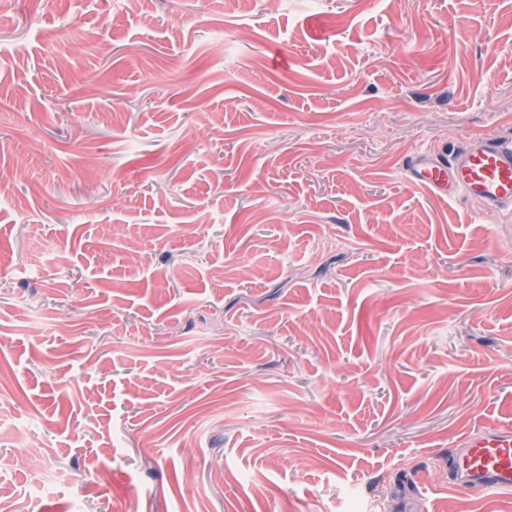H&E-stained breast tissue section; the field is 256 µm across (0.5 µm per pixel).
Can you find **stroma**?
I'll use <instances>...</instances> for the list:
<instances>
[{
    "instance_id": "1",
    "label": "stroma",
    "mask_w": 512,
    "mask_h": 512,
    "mask_svg": "<svg viewBox=\"0 0 512 512\" xmlns=\"http://www.w3.org/2000/svg\"><path fill=\"white\" fill-rule=\"evenodd\" d=\"M484 135L512 0H0V506L512 512V212L404 172ZM465 451L453 458L454 485L467 492L512 493V432L483 430L464 439Z\"/></svg>"
}]
</instances>
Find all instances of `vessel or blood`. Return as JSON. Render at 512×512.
Instances as JSON below:
<instances>
[{
  "label": "vessel or blood",
  "mask_w": 512,
  "mask_h": 512,
  "mask_svg": "<svg viewBox=\"0 0 512 512\" xmlns=\"http://www.w3.org/2000/svg\"><path fill=\"white\" fill-rule=\"evenodd\" d=\"M408 180L445 197L480 199L491 211L512 208V143L482 136L452 161L431 152L416 153L406 164ZM464 453L451 462L454 485L467 492L512 493V432L490 429L469 435Z\"/></svg>",
  "instance_id": "b4317fda"
}]
</instances>
